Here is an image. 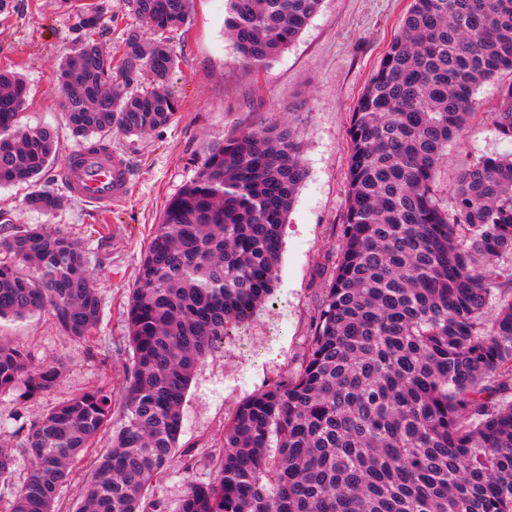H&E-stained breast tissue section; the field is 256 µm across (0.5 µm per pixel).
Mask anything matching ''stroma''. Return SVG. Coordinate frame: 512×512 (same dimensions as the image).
<instances>
[{
  "mask_svg": "<svg viewBox=\"0 0 512 512\" xmlns=\"http://www.w3.org/2000/svg\"><path fill=\"white\" fill-rule=\"evenodd\" d=\"M82 0H14L0 15V69L20 73L30 87L20 125L54 129L60 155L80 144L62 109L56 64L71 46L74 11ZM97 41L119 48L132 16L121 0H104ZM411 0H322L319 12L280 56L261 69L245 63L224 29L226 0H191L186 31L171 40L178 66L171 84L180 100L175 118L144 135H114L113 150L131 169L126 200L104 217L57 180L58 163L39 184L59 207L45 213L27 203L29 187H0V240L24 224L65 231L95 268L102 303L89 342L59 328L52 310L0 319V341L33 363L59 365L61 377L32 399L0 393V441L19 442L29 424L59 403L104 387L112 393V427L123 421V393L132 371L123 308L147 243L168 200L199 170L210 149L268 122L291 123L302 146L306 178L283 228L278 278L251 320L228 329L219 353L201 361L182 407L183 423L170 468L148 501L175 507L188 482H208L223 448L224 424L245 399L292 375L308 354L319 305L339 259L348 191L347 130L364 87L399 33ZM503 78L485 82L478 113L449 146L435 174L442 205L464 169L485 156L512 155V140L497 131Z\"/></svg>",
  "mask_w": 512,
  "mask_h": 512,
  "instance_id": "obj_1",
  "label": "stroma"
}]
</instances>
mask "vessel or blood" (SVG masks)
Returning <instances> with one entry per match:
<instances>
[{
  "label": "vessel or blood",
  "mask_w": 512,
  "mask_h": 512,
  "mask_svg": "<svg viewBox=\"0 0 512 512\" xmlns=\"http://www.w3.org/2000/svg\"><path fill=\"white\" fill-rule=\"evenodd\" d=\"M57 178L67 190L94 206L97 213H109L127 194V162L111 148L91 151L80 147L71 150Z\"/></svg>",
  "instance_id": "b4317fda"
}]
</instances>
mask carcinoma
<instances>
[{
  "label": "carcinoma",
  "instance_id": "1",
  "mask_svg": "<svg viewBox=\"0 0 512 512\" xmlns=\"http://www.w3.org/2000/svg\"><path fill=\"white\" fill-rule=\"evenodd\" d=\"M322 0H229L225 29L261 67L298 38ZM134 23L118 54L92 33L103 4L75 15L58 65L62 106L91 146L140 135L180 108L169 34L190 0H126ZM156 38L149 43L145 34ZM512 73V0H412L352 113L340 259L310 352L290 378L244 400L224 424L216 476L191 482L175 512H512V157L459 173L446 208L435 171L479 107L478 87ZM29 88L0 69V186L38 187L55 159L52 129L21 127ZM512 139V82L493 116ZM306 178L291 125L265 124L210 150L169 199L125 310L133 370L124 422L93 458L76 512L147 508L171 465L196 365L251 319L278 275L282 227ZM0 318L51 307L89 341L101 301L85 251L59 229L19 228L0 248ZM59 379L0 343V391L35 397ZM112 419L104 388L33 420L19 450L33 470L10 512H59L71 465Z\"/></svg>",
  "mask_w": 512,
  "mask_h": 512
}]
</instances>
